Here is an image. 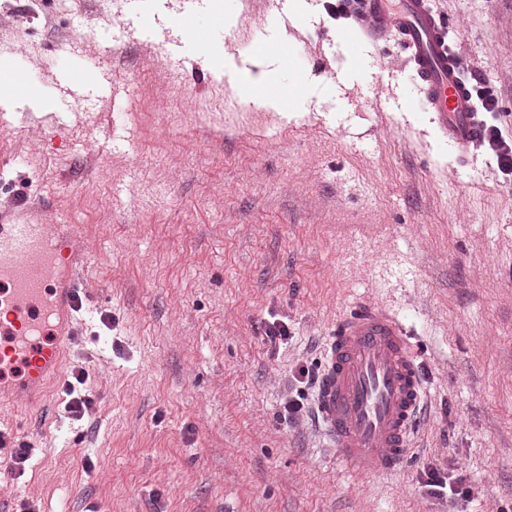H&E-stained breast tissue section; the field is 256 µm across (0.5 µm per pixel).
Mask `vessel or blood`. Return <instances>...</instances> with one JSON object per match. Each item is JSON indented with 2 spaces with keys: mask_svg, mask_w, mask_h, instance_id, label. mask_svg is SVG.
<instances>
[{
  "mask_svg": "<svg viewBox=\"0 0 512 512\" xmlns=\"http://www.w3.org/2000/svg\"><path fill=\"white\" fill-rule=\"evenodd\" d=\"M450 26L430 0H363L355 29L342 39L395 41L422 92L423 107L459 151L481 137ZM106 70L61 66V101L107 93ZM80 241L70 224L43 222L20 198L0 209V400L38 405L60 372L79 318L92 317L79 273ZM317 417L345 465L394 473L412 451L427 395L398 318L374 305L352 309L325 347Z\"/></svg>",
  "mask_w": 512,
  "mask_h": 512,
  "instance_id": "obj_1",
  "label": "vessel or blood"
}]
</instances>
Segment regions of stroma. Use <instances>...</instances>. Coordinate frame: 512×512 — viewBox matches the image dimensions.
<instances>
[{"label":"stroma","mask_w":512,"mask_h":512,"mask_svg":"<svg viewBox=\"0 0 512 512\" xmlns=\"http://www.w3.org/2000/svg\"><path fill=\"white\" fill-rule=\"evenodd\" d=\"M325 5L0 0V59L25 46L36 79L0 115V207L25 194L74 225L97 305L65 362L93 410L66 412L60 382L38 407L0 404V426L31 432L24 472L0 466V512H512V180L489 149L442 139L397 43L340 40ZM431 6L465 76L498 94L487 122L512 132V0ZM187 10L212 25L205 45L171 30ZM139 15L143 37L104 57ZM65 50L120 95L89 96L58 132L35 110L55 108ZM208 51L270 54L279 111L210 77ZM362 300L402 321L428 393L388 476L342 466L314 418L278 417ZM275 320L290 336L273 350ZM430 467L472 497L431 494Z\"/></svg>","instance_id":"obj_1"}]
</instances>
